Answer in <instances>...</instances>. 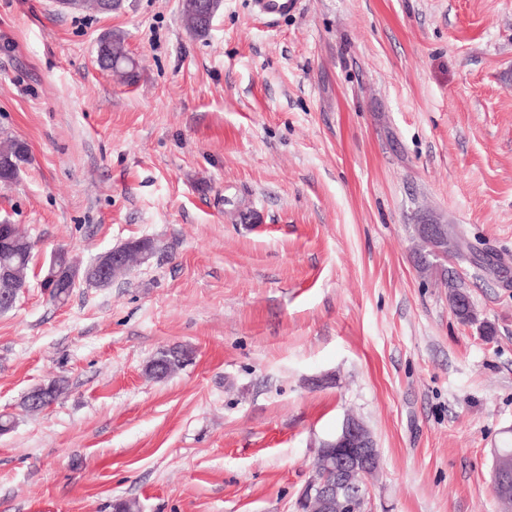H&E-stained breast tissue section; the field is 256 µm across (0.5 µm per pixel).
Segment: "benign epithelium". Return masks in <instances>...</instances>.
Masks as SVG:
<instances>
[{"mask_svg":"<svg viewBox=\"0 0 512 512\" xmlns=\"http://www.w3.org/2000/svg\"><path fill=\"white\" fill-rule=\"evenodd\" d=\"M419 229L422 237L442 251L441 244L447 237L445 225L425 222ZM155 250L156 243L151 239L130 241L99 254L85 268L59 251L51 258L49 272L42 282L57 289L70 288L80 279L93 286H109L133 262H147ZM25 287L17 268L6 262L0 264V312L14 308ZM59 389V384L51 380L41 389L29 392L31 406L40 410L44 404L51 405L46 394ZM380 463V454L366 425L355 416L346 417L335 436L320 442L312 476L299 496L300 512H368V480ZM491 485L501 501H512V455L500 448L493 452Z\"/></svg>","mask_w":512,"mask_h":512,"instance_id":"7a95c632","label":"benign epithelium"}]
</instances>
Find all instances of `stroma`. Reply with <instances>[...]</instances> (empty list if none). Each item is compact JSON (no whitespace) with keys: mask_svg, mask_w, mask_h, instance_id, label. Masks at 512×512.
<instances>
[{"mask_svg":"<svg viewBox=\"0 0 512 512\" xmlns=\"http://www.w3.org/2000/svg\"><path fill=\"white\" fill-rule=\"evenodd\" d=\"M0 0V221L35 262L147 263L0 313V512H299L319 440L361 417L370 512H499L512 441V0ZM119 33L133 82L101 70ZM424 220L466 258L422 269ZM470 296L460 322L443 271ZM192 360L163 379L167 348ZM53 379L63 394L26 411ZM221 2L222 0H209L206 3L204 0H199L198 2L187 0L182 2V17L187 30L198 36L206 35L210 29L209 24L197 13L195 5L198 3L199 9L203 12L207 4L208 13L215 16L221 7ZM155 250L156 243L151 239L130 241L99 254L83 270L79 264L68 260L65 251H59L51 258L49 272L41 280L40 286L43 283L49 284L50 288H57L55 291L57 293L59 288H72L80 278L89 285L110 286L112 281L128 270L134 260L138 263H146L152 258ZM61 259L65 264L57 267L56 263ZM512 455V445L503 448ZM501 448H495L491 466V485L495 496L509 503L512 499V459Z\"/></svg>","mask_w":512,"mask_h":512,"instance_id":"stroma-1","label":"stroma"}]
</instances>
